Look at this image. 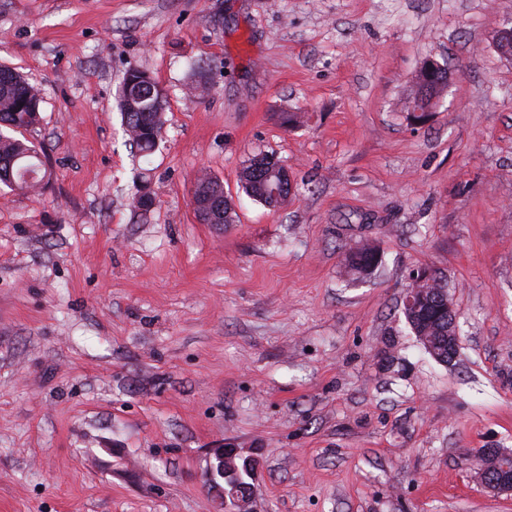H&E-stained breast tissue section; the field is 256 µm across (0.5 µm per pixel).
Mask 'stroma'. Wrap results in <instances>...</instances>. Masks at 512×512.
<instances>
[{"instance_id":"stroma-1","label":"stroma","mask_w":512,"mask_h":512,"mask_svg":"<svg viewBox=\"0 0 512 512\" xmlns=\"http://www.w3.org/2000/svg\"><path fill=\"white\" fill-rule=\"evenodd\" d=\"M510 21L512 0H0L50 173L0 188V512H224L226 447L259 461L247 512H512L463 471L512 449ZM430 58L449 83L417 123ZM131 66L164 96L148 157L116 105ZM259 152L282 207L240 187ZM203 172L236 223L197 219ZM420 269L457 312L448 365L402 313ZM240 183L246 195L269 207L284 204L291 194L285 167L268 154H255L244 162ZM216 195L224 196V186L217 178L207 173L196 178L193 186L192 198L206 199ZM379 263V252L374 245L364 244L348 253L345 265L352 275L366 277Z\"/></svg>"}]
</instances>
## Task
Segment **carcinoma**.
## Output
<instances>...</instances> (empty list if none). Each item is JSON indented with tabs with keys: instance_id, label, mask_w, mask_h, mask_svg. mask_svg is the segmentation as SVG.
Returning a JSON list of instances; mask_svg holds the SVG:
<instances>
[{
	"instance_id": "1",
	"label": "carcinoma",
	"mask_w": 512,
	"mask_h": 512,
	"mask_svg": "<svg viewBox=\"0 0 512 512\" xmlns=\"http://www.w3.org/2000/svg\"><path fill=\"white\" fill-rule=\"evenodd\" d=\"M447 76L430 84L428 92L416 91L412 108H422L446 83ZM116 100L122 115L124 132L129 143L139 154H152L159 144L163 126L164 101L157 85L147 79V73L129 67L117 89ZM41 97L39 91L15 69L0 64V184L12 189H35L45 177L46 162L36 147L1 132L26 130L39 119ZM242 190L253 200L269 207L284 204L291 194L286 170L273 156L255 154L248 158L240 174ZM224 195L223 184L209 174L198 176L192 197L196 199ZM379 263V252L364 244L348 253L345 265L352 275L366 277ZM419 287L426 289V303L419 309L404 308L407 325L415 336L426 334L437 343L445 341L450 323L444 308L448 290L434 276H428Z\"/></svg>"
}]
</instances>
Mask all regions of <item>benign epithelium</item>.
Returning <instances> with one entry per match:
<instances>
[{
	"label": "benign epithelium",
	"mask_w": 512,
	"mask_h": 512,
	"mask_svg": "<svg viewBox=\"0 0 512 512\" xmlns=\"http://www.w3.org/2000/svg\"><path fill=\"white\" fill-rule=\"evenodd\" d=\"M215 462L210 467V476H219L223 485L219 491L224 495V504L245 512V505L252 499L257 482V462L242 457L236 448L214 450ZM467 476L484 488L512 494V451L505 448H485L477 459L466 466Z\"/></svg>",
	"instance_id": "obj_1"
}]
</instances>
